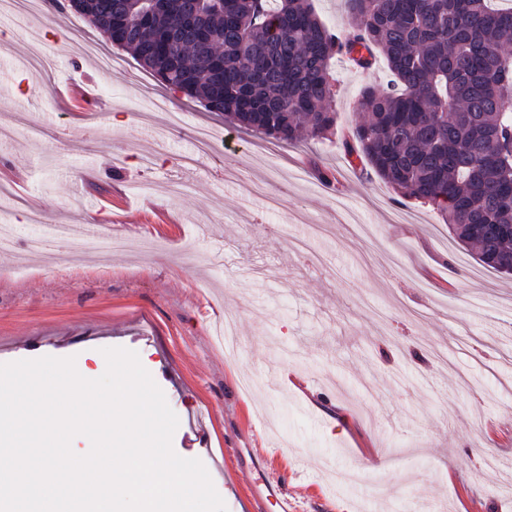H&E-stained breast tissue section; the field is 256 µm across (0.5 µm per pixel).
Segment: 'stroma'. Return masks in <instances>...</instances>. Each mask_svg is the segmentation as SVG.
Returning <instances> with one entry per match:
<instances>
[{
  "label": "stroma",
  "instance_id": "obj_1",
  "mask_svg": "<svg viewBox=\"0 0 512 512\" xmlns=\"http://www.w3.org/2000/svg\"><path fill=\"white\" fill-rule=\"evenodd\" d=\"M33 3L39 63L26 18L0 14V168L19 175L0 224L22 241L67 225L51 243L67 263L32 253L20 272L0 252V363L149 356L173 448L204 463L227 512L280 490L298 512H512V279L341 144L385 64L333 59L336 126L290 145L165 88L84 16ZM72 85L84 105L59 97ZM202 125L217 133L206 153ZM93 223L130 248H76ZM144 239L160 252L133 250ZM350 467L363 481L336 484ZM244 470L271 481L232 483Z\"/></svg>",
  "mask_w": 512,
  "mask_h": 512
}]
</instances>
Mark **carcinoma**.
Here are the masks:
<instances>
[{
    "instance_id": "cac0c4a2",
    "label": "carcinoma",
    "mask_w": 512,
    "mask_h": 512,
    "mask_svg": "<svg viewBox=\"0 0 512 512\" xmlns=\"http://www.w3.org/2000/svg\"><path fill=\"white\" fill-rule=\"evenodd\" d=\"M94 0L91 23L159 82L293 144L336 125L339 52L392 79L364 88L343 140L398 196L436 209L483 265L512 274V10L490 0H345L340 33L311 0Z\"/></svg>"
}]
</instances>
